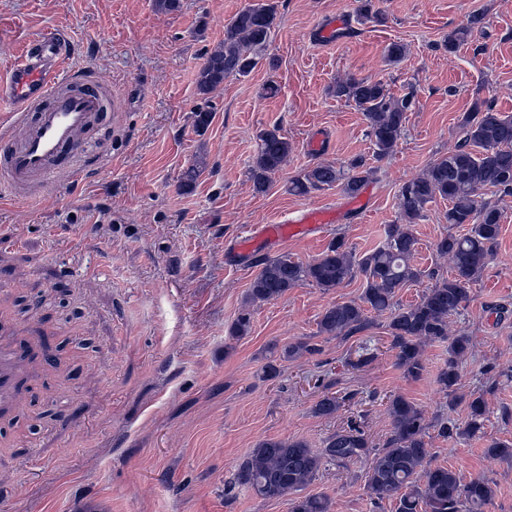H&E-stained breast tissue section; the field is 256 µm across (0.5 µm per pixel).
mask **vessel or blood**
Masks as SVG:
<instances>
[{
    "label": "vessel or blood",
    "instance_id": "vessel-or-blood-1",
    "mask_svg": "<svg viewBox=\"0 0 512 512\" xmlns=\"http://www.w3.org/2000/svg\"><path fill=\"white\" fill-rule=\"evenodd\" d=\"M64 39L50 32L36 40L0 85V107H7L11 125L0 136V183L26 196L61 172H77L86 151V136L101 110V99L90 89L82 71L66 72ZM333 212L307 207L292 220L257 226L240 249L258 243L321 234L335 223ZM12 328L0 325V411L13 409L26 396V377L18 370L23 361L48 360V339L40 334L18 341Z\"/></svg>",
    "mask_w": 512,
    "mask_h": 512
}]
</instances>
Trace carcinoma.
Here are the masks:
<instances>
[{
  "instance_id": "1",
  "label": "carcinoma",
  "mask_w": 512,
  "mask_h": 512,
  "mask_svg": "<svg viewBox=\"0 0 512 512\" xmlns=\"http://www.w3.org/2000/svg\"><path fill=\"white\" fill-rule=\"evenodd\" d=\"M276 15V5L263 0L245 7L224 25V43L206 51L198 71V94L207 96L226 78L245 77L257 67ZM483 20L481 12L470 14L465 24L448 34L444 47L456 51L482 27ZM334 92L364 113L367 135L374 146L373 159L388 157L401 138L408 112L416 105L415 90L410 87L397 97L380 81L351 77L336 82ZM461 126L463 137L455 149L433 160L422 176L401 187L400 223L392 225L382 247L358 259L338 238L309 264L286 256L265 259L247 293L251 302H269L300 282L330 291L361 273L365 284L360 301L336 303L325 309L318 333L347 337L365 328L366 310L386 314L397 362L411 377L420 376L424 369L423 344L448 343V361L438 383L448 392L450 406L457 402L459 364L470 349V340L449 336V320L465 307L467 285L480 277L501 232L502 207L484 195L491 192L501 200L512 197V116L477 102L464 115ZM291 150V143L279 129L260 134L258 152L249 169L257 192L268 190L271 176ZM204 165L200 159L181 174L182 189L195 185ZM365 165L361 158L346 171L332 164H314L294 178L292 190L306 194L339 185L346 194L356 196L366 181L360 172ZM438 197L448 200V223L467 224L469 228L462 235L448 234L437 243L438 252L452 262L451 276L437 278L416 303L400 305L395 301L397 290L422 276L410 265L416 239L408 225L416 223ZM468 410L464 433L475 436L481 433L486 415L482 396L471 397ZM388 412L392 428L380 448L369 447L364 433L356 427L337 431L318 450L301 441L264 439L239 465L234 484L263 498L284 497L311 484L325 464L346 468L369 456L366 491L373 499L396 502L395 512H483L495 495L493 483L483 477L465 481L455 471L431 464L426 442L429 424L414 403L394 396ZM291 512H330V500L322 494L296 497L291 500Z\"/></svg>"
}]
</instances>
